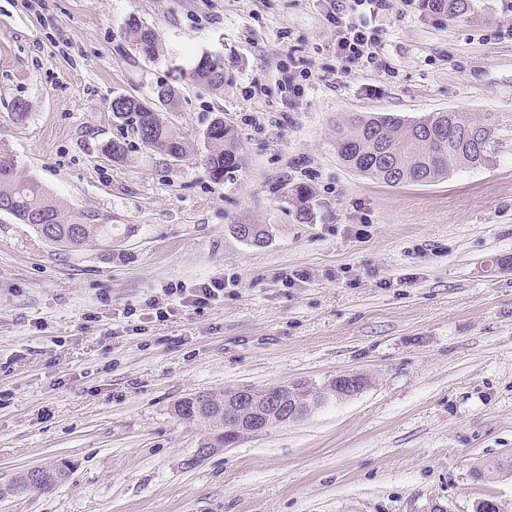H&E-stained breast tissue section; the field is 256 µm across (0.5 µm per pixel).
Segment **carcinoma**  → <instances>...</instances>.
Masks as SVG:
<instances>
[{
  "instance_id": "carcinoma-1",
  "label": "carcinoma",
  "mask_w": 512,
  "mask_h": 512,
  "mask_svg": "<svg viewBox=\"0 0 512 512\" xmlns=\"http://www.w3.org/2000/svg\"><path fill=\"white\" fill-rule=\"evenodd\" d=\"M427 8L448 15L455 20L468 14L472 0H424ZM126 34L135 49L144 56L154 58L159 52V42L153 29L143 25L136 17L128 18ZM189 79L196 85L212 91L224 88V58L204 53L188 70ZM112 115L135 132L144 147L161 155L176 153L186 156L189 145L165 121L161 112L145 120L146 113L137 111V105L125 94H120L109 104ZM496 121L488 115L475 119L465 112H431L407 122L394 114L362 116L352 119L347 130L337 132L336 148L339 157L348 167L365 175L396 186L403 183H427L443 178L456 168H477L489 161L488 148H480L473 141L474 134L489 139L495 131ZM201 164L215 180L240 165L237 138L233 130L217 118L208 125L205 133V154ZM300 218L309 214L306 189L297 186L289 195ZM0 204L10 207L9 214L21 224H31L46 243L70 251L92 247L106 260L114 258L111 224L98 223V215L76 211L66 203L48 195L42 184L34 178L24 177L13 156L0 151ZM45 217L47 224H37L35 219ZM337 381L315 384L298 381L282 387L276 396L266 390L254 391L260 409L272 415L269 427L281 424L274 415L275 407L296 396L303 402V409L329 401L325 390L336 388ZM175 413L189 422L208 427V435L199 444L201 448H229L238 443L233 429L234 422L248 413L224 412V395L199 393L185 397L175 406ZM512 467L511 460H493L473 468L472 475L479 483L491 482L499 471Z\"/></svg>"
}]
</instances>
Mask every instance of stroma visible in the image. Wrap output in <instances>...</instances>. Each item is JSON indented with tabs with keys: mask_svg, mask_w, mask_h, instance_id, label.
Here are the masks:
<instances>
[{
	"mask_svg": "<svg viewBox=\"0 0 512 512\" xmlns=\"http://www.w3.org/2000/svg\"><path fill=\"white\" fill-rule=\"evenodd\" d=\"M472 4L379 17L377 63L346 72L323 0H0V150L113 225L119 254L58 250L0 212V512H473L489 496L512 512V477H471L512 458V0ZM206 51L224 89L177 82L163 113L192 150L174 163L109 103L154 99ZM455 111L498 117L486 165L392 187L337 154L344 117ZM216 117L241 157L220 181L200 164ZM121 136L128 161L103 160ZM298 185L306 219L285 199ZM244 221L265 246L234 234ZM214 280L205 306L174 294ZM344 371L372 383L190 464L205 429L181 398ZM59 460L63 482L15 489ZM125 30L139 53L149 59L158 55L159 42L153 29L143 25L136 17L132 16L128 18Z\"/></svg>",
	"mask_w": 512,
	"mask_h": 512,
	"instance_id": "1",
	"label": "stroma"
}]
</instances>
